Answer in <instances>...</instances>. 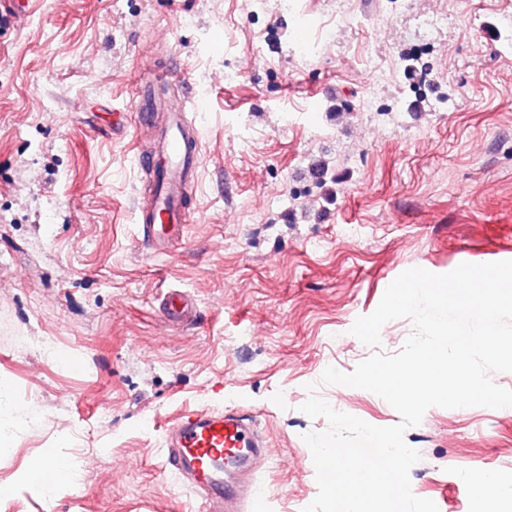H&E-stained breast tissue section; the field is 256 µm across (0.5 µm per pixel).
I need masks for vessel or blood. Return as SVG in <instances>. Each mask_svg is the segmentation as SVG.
<instances>
[{
    "instance_id": "b4317fda",
    "label": "vessel or blood",
    "mask_w": 512,
    "mask_h": 512,
    "mask_svg": "<svg viewBox=\"0 0 512 512\" xmlns=\"http://www.w3.org/2000/svg\"><path fill=\"white\" fill-rule=\"evenodd\" d=\"M201 141L185 111L170 110L157 146L137 152L140 166L152 168L156 190L151 208L143 212L144 234L157 254L182 241L189 217L187 191L197 181ZM164 323L181 326L196 314L185 292L170 290L159 303ZM165 467L205 500V512H265L266 494L255 481L265 441L255 422L234 409L202 410L182 415L167 425Z\"/></svg>"
}]
</instances>
